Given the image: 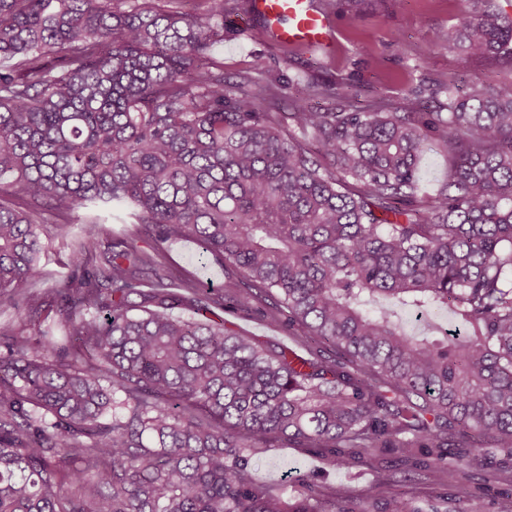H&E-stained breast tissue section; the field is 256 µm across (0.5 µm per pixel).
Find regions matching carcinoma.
<instances>
[{"label":"carcinoma","instance_id":"1","mask_svg":"<svg viewBox=\"0 0 512 512\" xmlns=\"http://www.w3.org/2000/svg\"><path fill=\"white\" fill-rule=\"evenodd\" d=\"M167 2L0 0V298L26 311L0 323V512H371L341 485L260 484L252 460L437 448L417 464L445 472L450 438L459 463L512 458V91L403 112L315 84L327 107L273 112L271 85L224 88L227 0ZM448 41L512 59V21L486 7ZM430 144L448 181L421 197ZM105 207L153 225L152 251L88 224L81 274L39 287L43 226ZM185 238L239 271V309L276 293L306 354L199 318L224 298L156 272ZM398 307L465 335L410 336ZM384 512L422 509L405 491Z\"/></svg>","mask_w":512,"mask_h":512}]
</instances>
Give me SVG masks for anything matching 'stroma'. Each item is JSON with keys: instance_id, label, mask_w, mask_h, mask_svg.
<instances>
[{"instance_id": "35a3bbf8", "label": "stroma", "mask_w": 512, "mask_h": 512, "mask_svg": "<svg viewBox=\"0 0 512 512\" xmlns=\"http://www.w3.org/2000/svg\"><path fill=\"white\" fill-rule=\"evenodd\" d=\"M332 18V40L323 51L274 44L260 21L252 16L250 0H228L224 12V38L213 51L224 65L225 83L259 76L280 88L277 111L289 109L294 96H306L315 83L335 85L353 95L358 105L382 96L410 112H438L447 102L448 81L464 86H492L512 90V60H461L448 43V33L472 11L471 0H316ZM262 72H255V64ZM94 214L79 211L70 223L46 225L44 251L38 265L44 287H58L70 272L71 242ZM191 239L169 243L163 249L161 271L174 285L192 280L218 293L240 287L241 275L233 267L209 258ZM275 302L263 298L257 310L217 309L213 319L224 320L239 335L268 345L302 353L296 329L271 318ZM303 475L321 491L349 486L356 499L374 493L385 501L404 491L413 492L423 512H456L460 485L480 496L484 512H512V459L485 456L477 465L447 473L423 471L402 460L392 448L361 464H327L309 448H274L257 462L258 481L292 486Z\"/></svg>"}]
</instances>
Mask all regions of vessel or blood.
Returning a JSON list of instances; mask_svg holds the SVG:
<instances>
[{
	"mask_svg": "<svg viewBox=\"0 0 512 512\" xmlns=\"http://www.w3.org/2000/svg\"><path fill=\"white\" fill-rule=\"evenodd\" d=\"M252 6L278 44L319 49L329 39L330 19L314 0H252Z\"/></svg>",
	"mask_w": 512,
	"mask_h": 512,
	"instance_id": "b4317fda",
	"label": "vessel or blood"
}]
</instances>
